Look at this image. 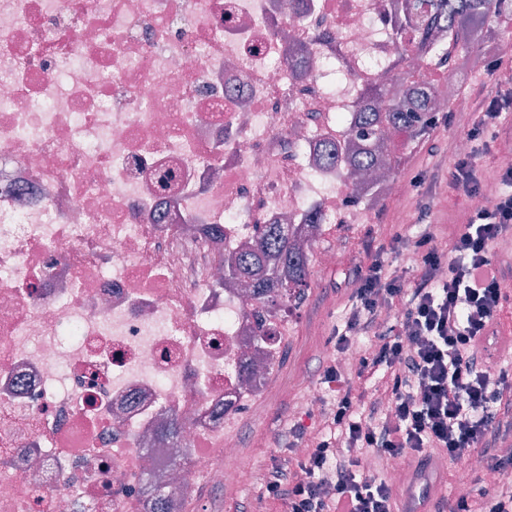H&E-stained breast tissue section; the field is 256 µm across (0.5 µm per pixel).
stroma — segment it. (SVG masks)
Returning <instances> with one entry per match:
<instances>
[{
  "label": "stroma",
  "mask_w": 512,
  "mask_h": 512,
  "mask_svg": "<svg viewBox=\"0 0 512 512\" xmlns=\"http://www.w3.org/2000/svg\"><path fill=\"white\" fill-rule=\"evenodd\" d=\"M457 125H437L430 136L399 150L397 180L401 192L372 210L367 234L343 231L348 262L335 268H312L310 287L297 310L295 331L288 338L283 358L274 369L283 388L274 399L260 401L255 407H244L234 423L240 440L237 463L260 473L273 457L284 455L280 444L294 423L316 427L319 422L317 404L306 402L297 384L301 375L319 381L324 365L323 354L332 349L334 332L353 293L352 285L360 269L370 262L371 252L382 249L393 269H401V240L415 234L419 204L428 207L426 221L433 224L439 240H446L453 225L461 223L465 203L448 185L430 187L428 177L438 167H448L453 157L448 144L458 141ZM275 503L266 501L262 488L252 482L241 486L202 487L197 499L189 501L186 512H276Z\"/></svg>",
  "instance_id": "35a3bbf8"
}]
</instances>
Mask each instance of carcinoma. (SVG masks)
Masks as SVG:
<instances>
[{"instance_id":"obj_1","label":"carcinoma","mask_w":512,"mask_h":512,"mask_svg":"<svg viewBox=\"0 0 512 512\" xmlns=\"http://www.w3.org/2000/svg\"><path fill=\"white\" fill-rule=\"evenodd\" d=\"M506 4L508 0H403L401 18L392 30L398 45L394 66L402 87L394 92L381 82L369 89L347 137L333 144L330 159L350 177L377 168L397 175L395 142L387 133L422 140L437 115L433 86L416 79L407 61L415 60L418 67L464 65ZM383 199L376 183L369 182L354 202L374 208ZM224 276L248 284L257 314L275 305L293 306L310 287L309 255L296 245L288 225L266 224L249 246L224 258Z\"/></svg>"}]
</instances>
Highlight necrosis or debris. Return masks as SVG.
Wrapping results in <instances>:
<instances>
[{
	"mask_svg": "<svg viewBox=\"0 0 512 512\" xmlns=\"http://www.w3.org/2000/svg\"><path fill=\"white\" fill-rule=\"evenodd\" d=\"M396 2L0 0V512H141L160 488L184 512L250 482L224 423L279 383L242 378L254 324L224 258L288 224L345 262L331 227L367 218L326 144L400 84Z\"/></svg>",
	"mask_w": 512,
	"mask_h": 512,
	"instance_id": "obj_1",
	"label": "necrosis or debris"
}]
</instances>
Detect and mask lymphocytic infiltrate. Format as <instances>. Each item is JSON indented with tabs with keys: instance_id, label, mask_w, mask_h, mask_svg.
Listing matches in <instances>:
<instances>
[{
	"instance_id": "f902f5d3",
	"label": "lymphocytic infiltrate",
	"mask_w": 512,
	"mask_h": 512,
	"mask_svg": "<svg viewBox=\"0 0 512 512\" xmlns=\"http://www.w3.org/2000/svg\"><path fill=\"white\" fill-rule=\"evenodd\" d=\"M512 111V73L473 108L470 148L455 153L448 184L470 199L462 224L437 245L432 225L406 248L417 256L408 275L390 271L374 253L348 306L336 350L369 337L353 370L327 364L320 382L334 399L318 431L295 424L290 434L306 452L272 463L260 477L281 512H394L395 486L375 474V459L434 455L459 465L478 456L496 471L512 469L501 453L512 434V372L484 345L512 294L493 247L512 236V170L494 168L499 187L477 206L484 185L473 156L497 138ZM447 512H512V481L470 487L446 500Z\"/></svg>"
}]
</instances>
